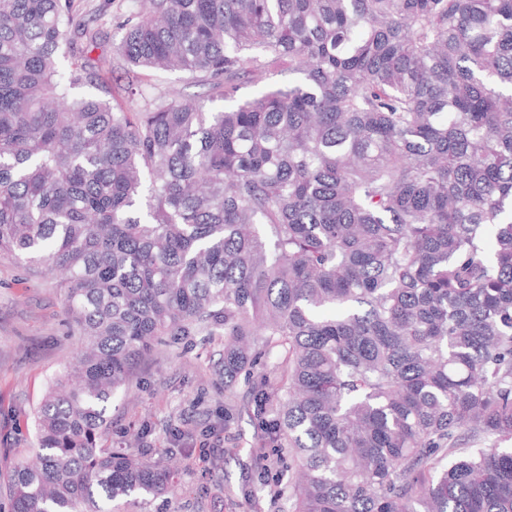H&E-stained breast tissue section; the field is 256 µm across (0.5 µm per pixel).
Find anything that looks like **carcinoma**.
I'll use <instances>...</instances> for the list:
<instances>
[{"instance_id":"carcinoma-1","label":"carcinoma","mask_w":512,"mask_h":512,"mask_svg":"<svg viewBox=\"0 0 512 512\" xmlns=\"http://www.w3.org/2000/svg\"><path fill=\"white\" fill-rule=\"evenodd\" d=\"M142 3L126 67L224 109L72 99L94 20L0 0V251L58 278L78 351L0 512L172 491L97 438L187 324L224 330L294 512H512V0ZM283 61L296 80L238 96Z\"/></svg>"}]
</instances>
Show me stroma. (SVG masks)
I'll return each instance as SVG.
<instances>
[{"label":"stroma","instance_id":"35a3bbf8","mask_svg":"<svg viewBox=\"0 0 512 512\" xmlns=\"http://www.w3.org/2000/svg\"><path fill=\"white\" fill-rule=\"evenodd\" d=\"M75 9L96 18L103 32L99 51L112 65L96 84L74 89V97L119 103L133 82L153 96L178 95L211 110L223 107L203 82L179 72L129 70L114 57L113 47L124 35L119 23L138 12V0H75ZM64 305V292L50 275L0 254V465L33 457L35 410L75 361L76 345L63 325ZM223 352L220 330L193 327L163 337L114 395L101 447H125L139 434L148 457L165 460L171 448L179 454L175 493L124 497L108 503L109 512H288V498L274 482L272 450L248 411L245 382L228 389L217 373ZM219 442L223 454L201 461L203 445Z\"/></svg>","mask_w":512,"mask_h":512}]
</instances>
